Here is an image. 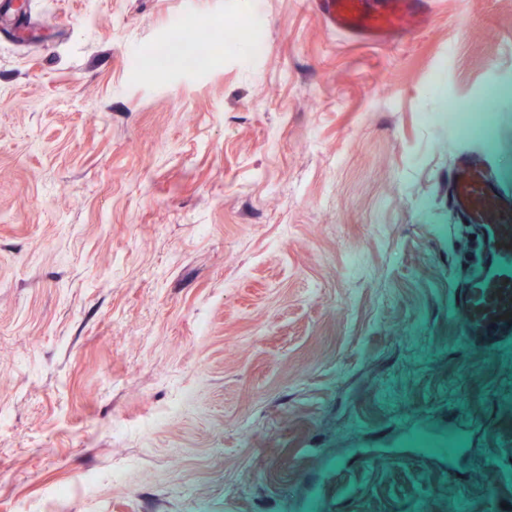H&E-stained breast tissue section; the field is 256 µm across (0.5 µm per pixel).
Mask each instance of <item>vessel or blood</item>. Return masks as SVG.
Segmentation results:
<instances>
[{"label": "vessel or blood", "mask_w": 512, "mask_h": 512, "mask_svg": "<svg viewBox=\"0 0 512 512\" xmlns=\"http://www.w3.org/2000/svg\"><path fill=\"white\" fill-rule=\"evenodd\" d=\"M324 22L356 42L385 45L422 32L430 23L429 0H313ZM32 18L29 0L0 8V30L23 27ZM448 204L462 229L452 256L451 304L474 349L493 356L512 343V186L486 158L462 152L449 177Z\"/></svg>", "instance_id": "vessel-or-blood-1"}]
</instances>
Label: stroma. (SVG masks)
Listing matches in <instances>:
<instances>
[{"mask_svg": "<svg viewBox=\"0 0 512 512\" xmlns=\"http://www.w3.org/2000/svg\"><path fill=\"white\" fill-rule=\"evenodd\" d=\"M37 2L0 38V512H512L446 118L487 113L512 178V0L376 49L310 0ZM256 12L253 46L157 66Z\"/></svg>", "mask_w": 512, "mask_h": 512, "instance_id": "1", "label": "stroma"}]
</instances>
